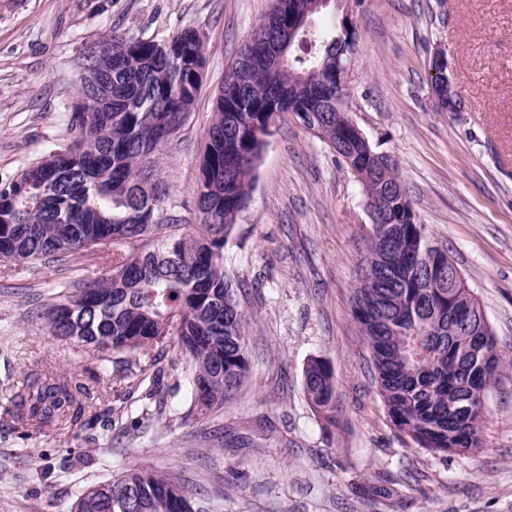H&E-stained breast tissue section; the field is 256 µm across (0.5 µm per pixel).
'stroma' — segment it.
Here are the masks:
<instances>
[{
	"label": "stroma",
	"instance_id": "obj_1",
	"mask_svg": "<svg viewBox=\"0 0 512 512\" xmlns=\"http://www.w3.org/2000/svg\"><path fill=\"white\" fill-rule=\"evenodd\" d=\"M271 0H0V180L69 139L78 63L110 30L161 41L198 30L202 85L159 156L170 187L157 219L194 232L200 154L224 73ZM348 112L395 163L419 223L447 247L476 293L504 369L485 397L482 446L441 457L390 423L370 351L351 315L372 233L360 183L292 113L267 137L249 198L224 246L246 316L250 368L213 416L191 398L176 349L142 359L124 398L93 379L77 341L35 314L85 277L112 273V248L0 265V390L24 371L68 368L90 390L80 424L25 437L0 418V512H73L79 493L133 468L206 489L205 512H512V0H359ZM444 48L466 109L431 95L430 53ZM324 359L339 424L310 407L303 370ZM384 495H376V488Z\"/></svg>",
	"mask_w": 512,
	"mask_h": 512
}]
</instances>
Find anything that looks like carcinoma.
Masks as SVG:
<instances>
[{
	"instance_id": "1",
	"label": "carcinoma",
	"mask_w": 512,
	"mask_h": 512,
	"mask_svg": "<svg viewBox=\"0 0 512 512\" xmlns=\"http://www.w3.org/2000/svg\"><path fill=\"white\" fill-rule=\"evenodd\" d=\"M314 0H278L260 23V35L243 51L255 64L240 75L229 69L217 96L200 161L196 195L210 219L200 235L169 233L155 221L167 188L158 176L161 148L171 137L166 117L190 113L197 99L205 48L198 32L184 29L166 40L109 32L82 61L110 89L101 102L93 90L77 94L69 143L0 182V261L22 269L59 263L107 243H128L112 254V275L88 278L38 315L51 336L75 339L100 373L112 355H128L113 374L115 392L144 381L137 356L175 346L190 363L191 397L200 414L224 407L249 370L245 314L233 280L224 272V244L246 203L257 134L270 117L292 112L356 175L362 187L387 200L383 234L371 240L359 267L373 279L354 288L351 312L370 349L372 369L387 416L415 447L435 455L475 452L485 393L502 365L493 335L470 288L455 287L459 269L448 249L431 243L425 225L409 224L406 189L382 179L380 161L355 138L331 106L336 100V39L309 30L318 51L288 44V27ZM286 48L282 67L261 62L269 46ZM310 406L336 423L335 383L326 361L303 371ZM87 388L44 370L22 374L4 414L35 432L76 423ZM193 512L191 491L148 469H134L78 496L75 512H173L171 496Z\"/></svg>"
}]
</instances>
